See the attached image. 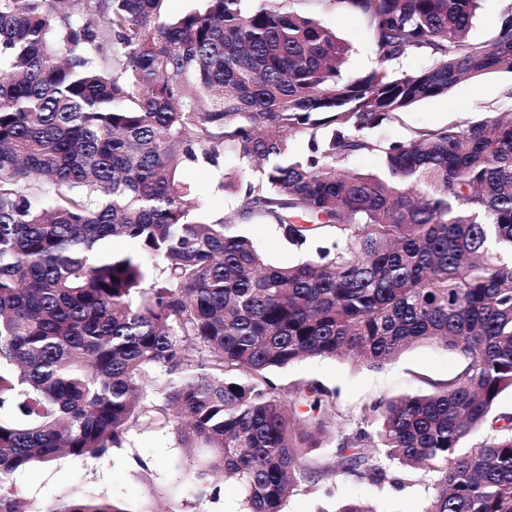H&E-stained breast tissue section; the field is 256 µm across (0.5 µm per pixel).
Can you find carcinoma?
Returning <instances> with one entry per match:
<instances>
[{
    "label": "carcinoma",
    "mask_w": 512,
    "mask_h": 512,
    "mask_svg": "<svg viewBox=\"0 0 512 512\" xmlns=\"http://www.w3.org/2000/svg\"><path fill=\"white\" fill-rule=\"evenodd\" d=\"M162 2L0 0V512H27L16 471L173 425L208 451L179 476L196 498L229 477L246 512H283L330 471L307 449L336 401L316 385L286 401L267 373L381 367L418 340L464 364L430 394L363 406L336 471L420 470L436 489L424 512H512V416L492 415L512 390V112L366 136L463 78L512 73V3L483 42L480 0H335L377 49L348 77V45L288 0L175 19ZM415 53L432 63L389 70ZM365 151L382 174L350 169ZM229 161L218 190L239 214L312 254L276 266L236 225L191 215L185 169ZM44 512L129 510L85 496Z\"/></svg>",
    "instance_id": "carcinoma-1"
}]
</instances>
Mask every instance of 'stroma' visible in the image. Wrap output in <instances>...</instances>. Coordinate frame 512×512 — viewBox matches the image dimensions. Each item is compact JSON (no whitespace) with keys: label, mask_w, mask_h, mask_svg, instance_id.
Returning a JSON list of instances; mask_svg holds the SVG:
<instances>
[{"label":"stroma","mask_w":512,"mask_h":512,"mask_svg":"<svg viewBox=\"0 0 512 512\" xmlns=\"http://www.w3.org/2000/svg\"><path fill=\"white\" fill-rule=\"evenodd\" d=\"M291 9L312 14L349 45L347 74L355 75L377 65L374 43L365 23L355 20L347 10L323 5L321 0H290ZM492 112H512V73L498 71L458 82L445 97L420 101L397 119L371 131L372 139L404 141L413 129L422 126L463 125ZM184 180L192 188L193 199L204 206L203 214L237 223L241 233L276 265L296 263L308 255V248L289 245L280 231L257 218L242 219L238 201L215 190L217 172L200 168L187 171ZM462 359L431 342H420L380 368L353 359L310 358L270 377L282 390L317 383L334 391L336 411L328 428L310 449V460L335 462L336 448L343 434L360 426L364 404L402 394H427L433 381L455 373ZM189 449L180 433L164 430L131 431L124 447L114 449L102 459L62 456L45 467H30L16 472L13 488L30 512H45L62 500L89 495L111 499L126 512H244L238 488L222 483L218 499H196L192 492L176 487L175 475L188 464ZM403 486L390 483L373 485L343 475H328L318 485L301 484L284 505V512H336L346 501L359 500L375 512H424L433 488L420 474H404Z\"/></svg>","instance_id":"1"}]
</instances>
